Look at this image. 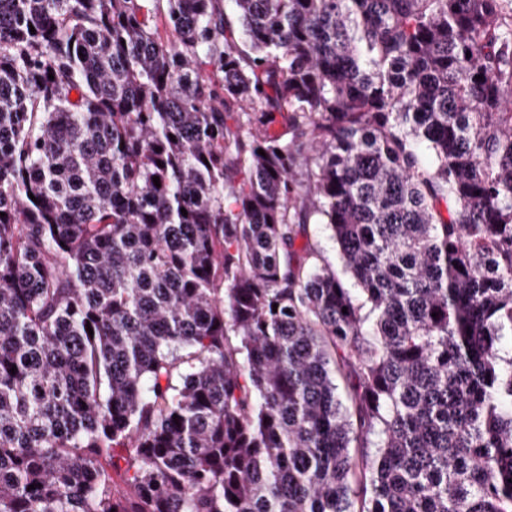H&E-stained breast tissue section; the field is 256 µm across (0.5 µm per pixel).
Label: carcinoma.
Wrapping results in <instances>:
<instances>
[{
    "label": "carcinoma",
    "mask_w": 512,
    "mask_h": 512,
    "mask_svg": "<svg viewBox=\"0 0 512 512\" xmlns=\"http://www.w3.org/2000/svg\"><path fill=\"white\" fill-rule=\"evenodd\" d=\"M225 2L0 0V512H512V0ZM309 244L312 247L319 249L327 262L336 268V271L342 274V268L339 261V250L336 242L331 236V231L326 224L312 222L308 225L307 236L300 238L297 241V246L301 247Z\"/></svg>",
    "instance_id": "carcinoma-1"
}]
</instances>
